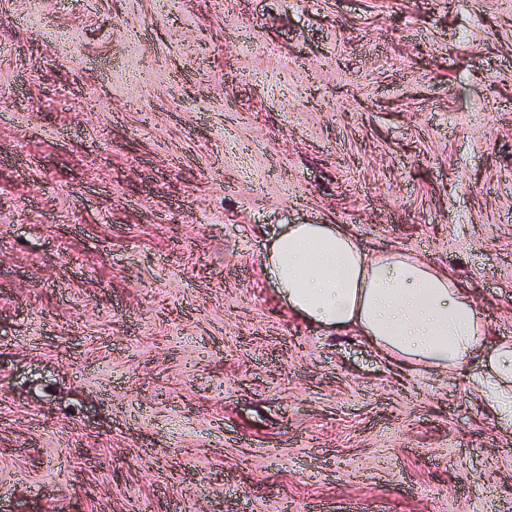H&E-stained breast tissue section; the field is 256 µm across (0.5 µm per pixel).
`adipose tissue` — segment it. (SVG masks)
<instances>
[{
    "label": "adipose tissue",
    "mask_w": 512,
    "mask_h": 512,
    "mask_svg": "<svg viewBox=\"0 0 512 512\" xmlns=\"http://www.w3.org/2000/svg\"><path fill=\"white\" fill-rule=\"evenodd\" d=\"M261 264L296 317L364 337L395 363L456 373L479 358L471 390L499 427L512 428V342L484 351L479 307L431 260L366 252L336 224H290L266 239Z\"/></svg>",
    "instance_id": "1"
}]
</instances>
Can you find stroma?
<instances>
[{"label": "stroma", "instance_id": "1", "mask_svg": "<svg viewBox=\"0 0 512 512\" xmlns=\"http://www.w3.org/2000/svg\"><path fill=\"white\" fill-rule=\"evenodd\" d=\"M287 224L512 341V0H0V512H512L470 374L289 313Z\"/></svg>", "mask_w": 512, "mask_h": 512}]
</instances>
